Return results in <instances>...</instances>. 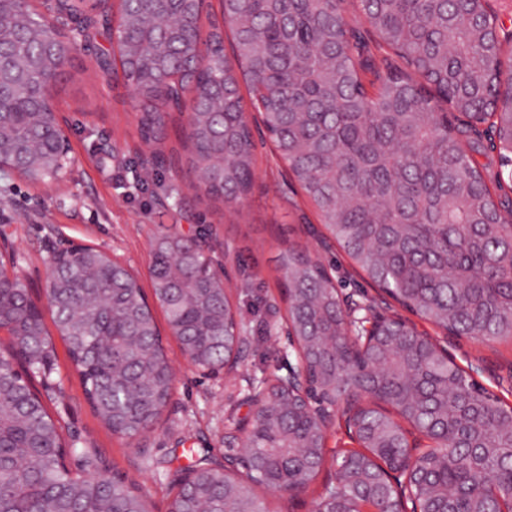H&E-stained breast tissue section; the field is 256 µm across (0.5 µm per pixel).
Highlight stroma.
<instances>
[{
    "instance_id": "1",
    "label": "stroma",
    "mask_w": 512,
    "mask_h": 512,
    "mask_svg": "<svg viewBox=\"0 0 512 512\" xmlns=\"http://www.w3.org/2000/svg\"><path fill=\"white\" fill-rule=\"evenodd\" d=\"M111 47V31L99 29L89 49L74 52L71 67L49 92L70 140L65 179L31 181L0 167V253L13 256L32 297L42 303L51 258L69 245L104 250L125 263L148 293L156 238L176 233L209 242L244 338L240 371L211 377L193 366L163 312H156L174 371L173 394L153 428L128 438L95 415L64 343L56 345L63 384L48 408L68 427L70 469L80 470L83 449H95L102 475L135 483L149 512H168L173 486L193 456L223 454L225 433L243 427L252 415L253 385L285 373L288 306L280 253L294 244L316 256L328 268L343 307L364 308L380 303L383 295L338 244L323 247L328 230L279 158L256 111L247 114L255 182L242 201L214 203L190 185L180 145L188 129L186 113L174 112L168 119L167 165L143 164L140 153L147 145L138 133L135 94L124 83L103 78L96 65L97 54ZM391 310L447 349L479 385L512 405L511 342L449 335L400 304ZM350 446L344 429H332L324 466L305 491L288 494L262 485L254 491L268 512H316L326 487L335 482L337 451Z\"/></svg>"
}]
</instances>
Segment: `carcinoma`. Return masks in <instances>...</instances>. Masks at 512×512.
Segmentation results:
<instances>
[{
	"instance_id": "carcinoma-1",
	"label": "carcinoma",
	"mask_w": 512,
	"mask_h": 512,
	"mask_svg": "<svg viewBox=\"0 0 512 512\" xmlns=\"http://www.w3.org/2000/svg\"><path fill=\"white\" fill-rule=\"evenodd\" d=\"M356 4L376 32L378 48L403 63L381 62L353 42L344 4ZM6 0L0 11L15 22L17 40L0 55H40L27 82L0 85L12 116L0 139V166L13 144L36 147L20 175L53 177L56 159L38 140L58 130L52 105L30 111L36 91L57 82L74 48L39 54L48 27L47 0ZM197 0L177 8L142 0L117 8L118 50L112 65L96 60L102 76L133 87L141 137L160 148L169 111L168 78L195 99L184 143L187 171L224 165L208 198L239 201L253 189L254 142L246 112L252 106L294 179L319 210L345 253L368 279L403 307L448 334L512 342V197L500 175L479 167L480 130L494 131L499 150L512 154V59L489 37L497 23L485 0H222L221 19L202 35ZM233 35L232 55L224 28ZM249 98H244L240 81ZM464 114L457 123L448 112ZM169 256H152L153 298L198 367L224 360L222 284H201L199 267L165 272ZM0 261V330L14 343L0 351V512H149L133 484L96 472L86 454L84 476L65 465L63 427L45 399L60 388L56 347L44 324L50 311L67 344L95 414L112 432L135 436L159 419L173 393V371L152 307L136 276L93 246L61 251L51 261L47 305L25 280L6 275ZM291 289L290 320L303 337L334 327L341 332L339 293L324 267L293 247L280 255ZM390 343L362 357L334 340L309 356L312 381L341 399L379 383L391 410L371 412L377 437L360 447L399 460L407 423L431 441L414 449V466L436 489L421 501L429 512H499L481 492L493 483L512 493V407L487 391L451 359L391 328ZM483 410L481 429L453 412ZM324 430L304 414L257 428L254 453L263 472L235 480L195 461L177 485L168 512H265L256 484L304 490L319 472Z\"/></svg>"
}]
</instances>
